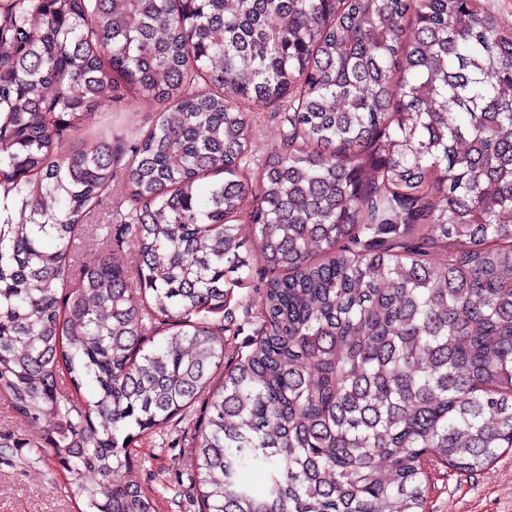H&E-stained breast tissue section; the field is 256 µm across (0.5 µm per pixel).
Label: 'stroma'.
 Returning <instances> with one entry per match:
<instances>
[{
	"label": "stroma",
	"instance_id": "1",
	"mask_svg": "<svg viewBox=\"0 0 512 512\" xmlns=\"http://www.w3.org/2000/svg\"><path fill=\"white\" fill-rule=\"evenodd\" d=\"M160 104L136 98L90 119L87 133L107 132L113 139L131 142L152 124ZM287 130L275 108L253 114L252 146L262 155L279 146ZM124 166H117L112 189L90 215L94 224L119 223L129 204ZM262 306L258 291L238 289L226 312L212 315L221 331L226 357L246 352L257 330ZM199 408L171 419L159 432L142 436L134 456L133 474L156 503V512H195L199 488L193 477L195 423ZM0 434L21 438L22 446L0 452V512H79L64 492L62 476H48L38 462L41 428L25 423L0 400ZM424 512H512V449L499 451L484 468L460 473L438 465L428 472Z\"/></svg>",
	"mask_w": 512,
	"mask_h": 512
}]
</instances>
